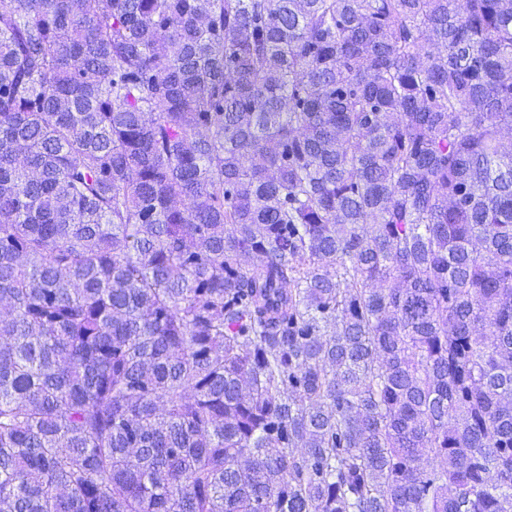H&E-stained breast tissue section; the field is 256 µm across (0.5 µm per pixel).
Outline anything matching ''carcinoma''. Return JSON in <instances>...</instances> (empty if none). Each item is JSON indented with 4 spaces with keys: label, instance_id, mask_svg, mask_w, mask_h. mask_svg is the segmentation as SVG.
Here are the masks:
<instances>
[{
    "label": "carcinoma",
    "instance_id": "carcinoma-1",
    "mask_svg": "<svg viewBox=\"0 0 512 512\" xmlns=\"http://www.w3.org/2000/svg\"><path fill=\"white\" fill-rule=\"evenodd\" d=\"M512 0H0V512H512Z\"/></svg>",
    "mask_w": 512,
    "mask_h": 512
}]
</instances>
